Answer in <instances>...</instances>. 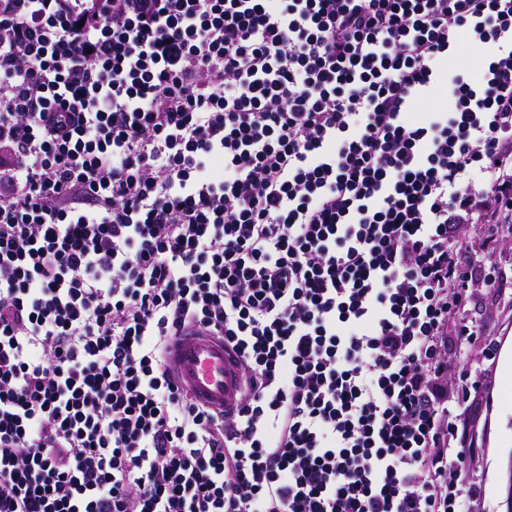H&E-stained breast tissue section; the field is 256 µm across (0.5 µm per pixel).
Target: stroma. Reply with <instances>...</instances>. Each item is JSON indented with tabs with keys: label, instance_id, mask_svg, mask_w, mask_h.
<instances>
[{
	"label": "stroma",
	"instance_id": "1",
	"mask_svg": "<svg viewBox=\"0 0 512 512\" xmlns=\"http://www.w3.org/2000/svg\"><path fill=\"white\" fill-rule=\"evenodd\" d=\"M465 316L480 324L481 338L453 346V372L448 380L452 415L474 417L480 452L464 463L468 480L480 486L470 512H506L505 467L512 455V291L479 289ZM494 379L493 406L467 408L458 394L462 384Z\"/></svg>",
	"mask_w": 512,
	"mask_h": 512
}]
</instances>
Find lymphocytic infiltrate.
Instances as JSON below:
<instances>
[{"mask_svg": "<svg viewBox=\"0 0 512 512\" xmlns=\"http://www.w3.org/2000/svg\"><path fill=\"white\" fill-rule=\"evenodd\" d=\"M503 224L512 0H0V512H468ZM168 359L181 385L199 403L218 411L235 407L244 371L224 340L185 330L174 340Z\"/></svg>", "mask_w": 512, "mask_h": 512, "instance_id": "lymphocytic-infiltrate-1", "label": "lymphocytic infiltrate"}]
</instances>
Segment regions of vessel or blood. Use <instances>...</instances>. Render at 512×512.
I'll use <instances>...</instances> for the list:
<instances>
[{
	"label": "vessel or blood",
	"mask_w": 512,
	"mask_h": 512,
	"mask_svg": "<svg viewBox=\"0 0 512 512\" xmlns=\"http://www.w3.org/2000/svg\"><path fill=\"white\" fill-rule=\"evenodd\" d=\"M169 364L181 385L201 404L233 408L243 388L244 371L221 338L188 329L174 340Z\"/></svg>",
	"instance_id": "b4317fda"
}]
</instances>
